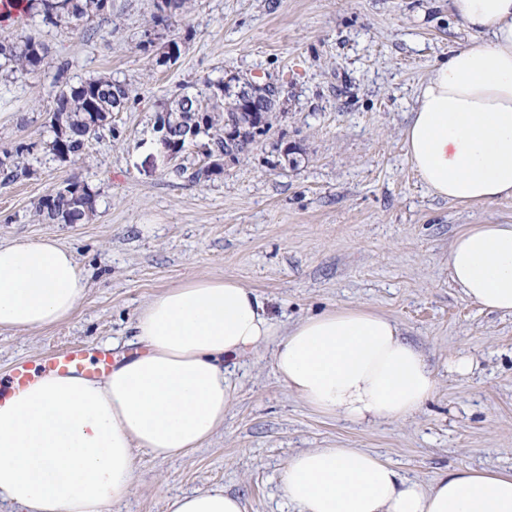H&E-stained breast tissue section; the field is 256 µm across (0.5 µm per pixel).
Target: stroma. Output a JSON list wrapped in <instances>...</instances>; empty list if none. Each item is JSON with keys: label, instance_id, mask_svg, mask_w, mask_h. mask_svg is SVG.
Masks as SVG:
<instances>
[{"label": "stroma", "instance_id": "obj_1", "mask_svg": "<svg viewBox=\"0 0 512 512\" xmlns=\"http://www.w3.org/2000/svg\"><path fill=\"white\" fill-rule=\"evenodd\" d=\"M154 0H111L78 28L0 21L48 48V66L0 75V150L25 147L31 176L0 183V243L53 237L69 247L87 295L65 322L0 330V373L67 346L139 349L130 325L156 294L196 277H233L288 326L340 305L398 323L433 368L435 396L412 417L355 424L324 417L278 380L271 349L238 361L224 425L167 459L136 451L134 488L111 512H164L167 498L215 487L246 512H293L289 459L310 448H362L428 485L461 467L512 471V315L463 297L448 247L470 224H512V200L466 206L430 194L401 131L420 84L450 49L474 41L448 0H195L179 17L181 55L155 66L138 48ZM68 62L65 73L57 65ZM109 75L129 99L74 164L45 156L58 81ZM237 75L281 90L273 128L221 177L195 182L154 130L198 79ZM87 180L96 211L82 224L38 220V201ZM471 356L474 371H448Z\"/></svg>", "mask_w": 512, "mask_h": 512}]
</instances>
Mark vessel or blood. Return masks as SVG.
I'll return each instance as SVG.
<instances>
[{"mask_svg": "<svg viewBox=\"0 0 512 512\" xmlns=\"http://www.w3.org/2000/svg\"><path fill=\"white\" fill-rule=\"evenodd\" d=\"M112 365L110 352L102 350L91 356L79 347L68 348L36 362L24 360L15 363L7 375L0 376V402L26 389L45 374H76L93 380L110 373Z\"/></svg>", "mask_w": 512, "mask_h": 512, "instance_id": "1", "label": "vessel or blood"}]
</instances>
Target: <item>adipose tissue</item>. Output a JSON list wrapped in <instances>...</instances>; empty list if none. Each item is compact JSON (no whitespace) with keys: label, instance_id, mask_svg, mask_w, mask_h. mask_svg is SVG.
<instances>
[{"label":"adipose tissue","instance_id":"obj_1","mask_svg":"<svg viewBox=\"0 0 512 512\" xmlns=\"http://www.w3.org/2000/svg\"><path fill=\"white\" fill-rule=\"evenodd\" d=\"M479 41L451 50L421 84L405 153L433 196L475 206L512 199V0H448ZM448 271L482 309L512 315V224H472ZM87 283L56 239L0 244V329L28 332L73 316ZM143 350L104 381L47 375L0 403V502L13 512H110L126 499L134 451L166 459L224 424L229 361L272 347L279 380L308 407L353 423L404 420L437 391L425 355L390 318L340 306L284 327L232 278L198 277L136 314ZM297 512H512V472L460 468L424 486L360 448L294 455L283 480ZM165 512H244L212 488Z\"/></svg>","mask_w":512,"mask_h":512}]
</instances>
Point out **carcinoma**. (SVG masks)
<instances>
[{
	"label": "carcinoma",
	"instance_id": "1",
	"mask_svg": "<svg viewBox=\"0 0 512 512\" xmlns=\"http://www.w3.org/2000/svg\"><path fill=\"white\" fill-rule=\"evenodd\" d=\"M24 10L40 16L46 25L54 27L78 26L80 22L100 15L107 10L108 0H24ZM191 0H156L155 12L144 34L161 38L157 28L170 32L167 40L180 43L173 19L182 14ZM47 65V50L43 43L23 33L9 41L0 40V73H33ZM276 92L269 87H255L251 103L254 111L240 102L236 86L220 78L210 77L199 82L196 92L183 95L167 106L168 117L188 123L198 116L206 121L204 136L183 142L177 149L178 156L195 148L197 154L208 156L216 149H224V129L245 126L251 118L265 115L266 127L260 135L272 129V112ZM128 98L126 85L112 81L107 76L85 79L76 84L58 86L52 97L51 116L48 122L50 136L43 142L45 154L59 162L78 161L90 140L107 126H112V113L123 109ZM23 152L5 150L0 158L3 182H14L31 175L29 166L20 163ZM191 171L197 182H208L224 173L199 163L190 169L181 164L175 172ZM95 206V194L85 180L76 177L64 180L45 195L36 206L39 220L51 224H82Z\"/></svg>",
	"mask_w": 512,
	"mask_h": 512
}]
</instances>
